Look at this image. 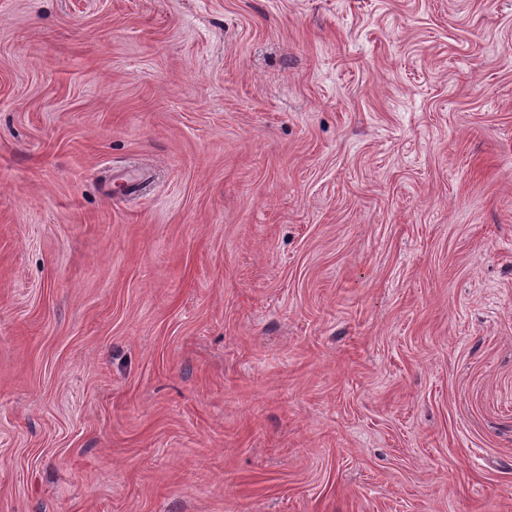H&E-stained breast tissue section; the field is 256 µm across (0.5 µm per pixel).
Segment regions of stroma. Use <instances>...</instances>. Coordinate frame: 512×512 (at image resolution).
Listing matches in <instances>:
<instances>
[{"label": "stroma", "instance_id": "obj_1", "mask_svg": "<svg viewBox=\"0 0 512 512\" xmlns=\"http://www.w3.org/2000/svg\"><path fill=\"white\" fill-rule=\"evenodd\" d=\"M0 512H512V0H0Z\"/></svg>", "mask_w": 512, "mask_h": 512}]
</instances>
